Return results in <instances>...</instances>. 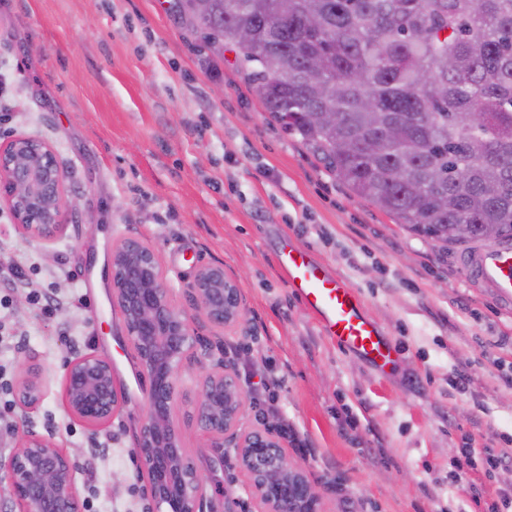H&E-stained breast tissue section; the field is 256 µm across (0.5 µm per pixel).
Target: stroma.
Wrapping results in <instances>:
<instances>
[{
	"mask_svg": "<svg viewBox=\"0 0 512 512\" xmlns=\"http://www.w3.org/2000/svg\"><path fill=\"white\" fill-rule=\"evenodd\" d=\"M200 43L171 0H0V144L21 134L54 148L67 213L62 235L32 240L0 203V276L21 265L54 303L48 311L29 289L0 286V458L29 427L73 459L82 512H150L136 454L150 381L106 265L113 245L135 237L176 301L197 265L239 277L245 324L208 333L201 365L236 364L243 428L288 423V458L322 512H486L512 491V306L471 286L460 247L352 195L271 118L234 47L216 55ZM290 245L354 288L397 352L390 365L322 334L277 265ZM89 353L111 359L126 394L95 433L63 395L67 360ZM30 364L43 394L26 414L16 393ZM178 388L187 451L206 459L191 420L195 375ZM468 448L503 462L484 473ZM206 498L254 512L232 449Z\"/></svg>",
	"mask_w": 512,
	"mask_h": 512,
	"instance_id": "1",
	"label": "stroma"
}]
</instances>
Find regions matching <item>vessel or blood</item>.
I'll return each instance as SVG.
<instances>
[{
    "label": "vessel or blood",
    "instance_id": "b4317fda",
    "mask_svg": "<svg viewBox=\"0 0 512 512\" xmlns=\"http://www.w3.org/2000/svg\"><path fill=\"white\" fill-rule=\"evenodd\" d=\"M469 279L489 288L495 299L512 304V242L483 245L460 257ZM288 285L303 298L323 333L370 362L386 366L394 353L380 330L363 312L354 289L330 276L302 249L279 257Z\"/></svg>",
    "mask_w": 512,
    "mask_h": 512
}]
</instances>
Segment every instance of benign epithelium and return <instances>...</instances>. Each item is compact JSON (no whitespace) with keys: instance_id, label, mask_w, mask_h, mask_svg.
I'll use <instances>...</instances> for the list:
<instances>
[{"instance_id":"1","label":"benign epithelium","mask_w":512,"mask_h":512,"mask_svg":"<svg viewBox=\"0 0 512 512\" xmlns=\"http://www.w3.org/2000/svg\"><path fill=\"white\" fill-rule=\"evenodd\" d=\"M65 174L53 147L34 136H18L0 146V196L25 237L52 239L66 228ZM112 299L120 307L128 341L150 380L146 413L136 448L148 479L153 512H203L212 473L224 467V449L236 452L257 512H321L320 497L306 475L288 461V442L275 426L245 431L246 407L237 368L223 360L207 368L194 413L202 447L213 456L203 470L188 455L174 416L177 377L197 363V327L236 329L244 305L237 277L222 264L197 266L185 296L190 309L174 298L155 252L136 238L113 247ZM41 385L27 369L18 388L25 409L37 406ZM69 412L95 432L106 426L124 401L112 362L85 354L69 360L64 378ZM7 481L14 512H80L74 465L51 439L22 430L18 446L0 460V482Z\"/></svg>"}]
</instances>
